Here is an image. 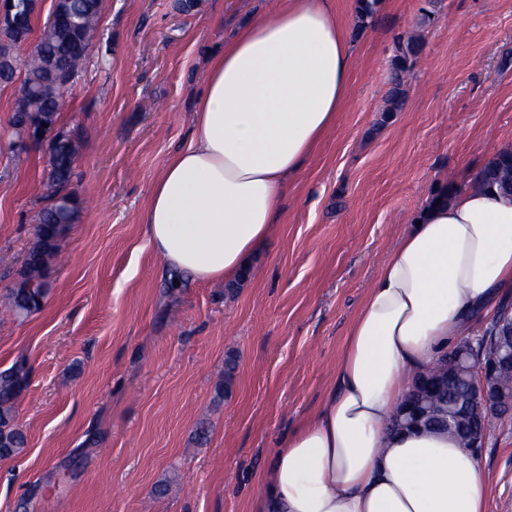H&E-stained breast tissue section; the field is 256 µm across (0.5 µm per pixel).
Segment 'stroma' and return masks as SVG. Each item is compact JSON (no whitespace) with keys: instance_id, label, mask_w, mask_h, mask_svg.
Here are the masks:
<instances>
[{"instance_id":"1","label":"stroma","mask_w":512,"mask_h":512,"mask_svg":"<svg viewBox=\"0 0 512 512\" xmlns=\"http://www.w3.org/2000/svg\"><path fill=\"white\" fill-rule=\"evenodd\" d=\"M104 0V62L66 97L82 202L40 311L0 315V371L22 362L26 450L0 460V512H250L270 451L333 385L379 265L444 186L462 191L512 145V0H379L358 28L350 94L245 280L165 272L141 215L187 146L208 56L278 0ZM435 21L423 25L424 11ZM424 38L401 111L386 92L399 38ZM0 85V304L50 192L47 143L11 122ZM234 362L225 381L226 362ZM479 457L488 512H512V419Z\"/></svg>"}]
</instances>
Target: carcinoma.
Returning a JSON list of instances; mask_svg holds the SVG:
<instances>
[{"label":"carcinoma","instance_id":"carcinoma-1","mask_svg":"<svg viewBox=\"0 0 512 512\" xmlns=\"http://www.w3.org/2000/svg\"><path fill=\"white\" fill-rule=\"evenodd\" d=\"M31 0H12V19L0 25V80L14 76L12 63L21 61L24 73L23 90L27 94L16 99L14 126H19V116L35 103V114L41 116L47 128L60 125L63 112L60 96L63 87L73 84L75 78L92 59V51L100 42V19L103 0H63L68 14L64 24L46 21L40 29L37 44L30 50L23 47L31 31ZM423 48L422 38L412 35L399 40L397 54L392 60L390 88L387 92L388 112L402 109L406 98V80ZM51 192L46 204L38 213L34 238L23 263L19 280L9 294L7 310L16 316H28L39 311L47 293L44 276L48 261L54 255L57 242L65 231L58 223L60 208H65L69 223L79 218L81 201L61 188L69 183L71 159L78 153V135L68 130L49 139ZM479 185L496 187L512 197V148L501 149L480 173ZM63 195L66 204L56 201ZM29 370L26 364H14L0 372V459L22 454L27 438L15 421V405L28 385ZM471 386L466 381L452 382L435 390L428 405L435 411H446L467 394Z\"/></svg>","mask_w":512,"mask_h":512}]
</instances>
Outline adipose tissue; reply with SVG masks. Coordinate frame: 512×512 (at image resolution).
I'll return each mask as SVG.
<instances>
[{"label":"adipose tissue","instance_id":"1","mask_svg":"<svg viewBox=\"0 0 512 512\" xmlns=\"http://www.w3.org/2000/svg\"><path fill=\"white\" fill-rule=\"evenodd\" d=\"M353 66L335 0H281L225 39L191 141L167 158L142 214L165 268L241 278L335 126ZM417 220L382 260L331 390L273 450L251 512H486L474 451L389 425L409 382L512 289V199L473 186L430 199Z\"/></svg>","mask_w":512,"mask_h":512}]
</instances>
